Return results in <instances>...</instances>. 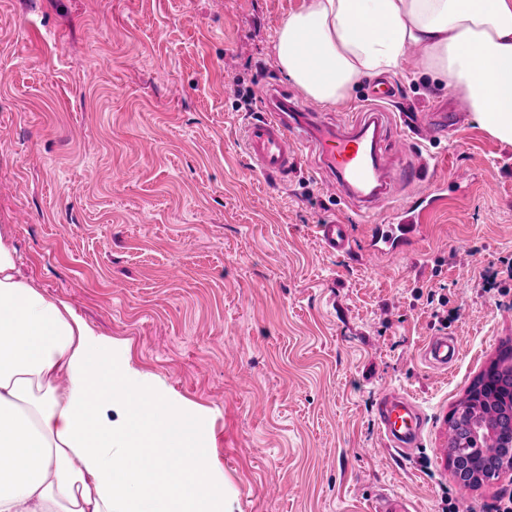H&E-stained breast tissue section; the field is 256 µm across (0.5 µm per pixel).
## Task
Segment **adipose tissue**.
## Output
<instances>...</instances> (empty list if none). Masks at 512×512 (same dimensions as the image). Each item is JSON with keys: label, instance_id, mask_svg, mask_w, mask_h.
Returning a JSON list of instances; mask_svg holds the SVG:
<instances>
[{"label": "adipose tissue", "instance_id": "obj_1", "mask_svg": "<svg viewBox=\"0 0 512 512\" xmlns=\"http://www.w3.org/2000/svg\"><path fill=\"white\" fill-rule=\"evenodd\" d=\"M417 72L465 97L512 145V0H303L278 67L310 99ZM0 512H228L207 429L126 347L17 267L0 233Z\"/></svg>", "mask_w": 512, "mask_h": 512}]
</instances>
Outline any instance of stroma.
<instances>
[{"instance_id":"1","label":"stroma","mask_w":512,"mask_h":512,"mask_svg":"<svg viewBox=\"0 0 512 512\" xmlns=\"http://www.w3.org/2000/svg\"><path fill=\"white\" fill-rule=\"evenodd\" d=\"M302 3L0 0V229L23 274L198 406L232 512H372L391 491L417 512H496L512 475L461 486L437 449L512 348V146L471 111L430 140L406 127L460 98L407 80V51L384 158L445 190L413 249L374 255L312 155L283 182L244 151L270 86L305 100L273 52ZM333 220L352 225L347 252L315 238ZM443 334L462 355L439 373L423 349ZM391 389L425 416L403 457L377 422Z\"/></svg>"}]
</instances>
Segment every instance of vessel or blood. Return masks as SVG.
Returning a JSON list of instances; mask_svg holds the SVG:
<instances>
[{"label":"vessel or blood","mask_w":512,"mask_h":512,"mask_svg":"<svg viewBox=\"0 0 512 512\" xmlns=\"http://www.w3.org/2000/svg\"><path fill=\"white\" fill-rule=\"evenodd\" d=\"M395 89L386 83L373 85L369 99L374 111L365 113L352 127L339 129L325 120L312 105L301 112H289L273 104L264 117L247 125L245 150L254 168L261 172L288 176L297 166L303 150L317 151L323 168L335 179L337 195L362 203L363 223L371 228L369 241L375 253L400 252L419 236L421 226L415 209L409 208L387 217L384 205L398 184L425 181V168L405 164L391 168L380 160V143L366 131L376 127L386 131L383 107L392 102ZM319 243L328 251H344L350 244L346 224H319L315 227ZM461 350L449 336L432 338L425 358L434 368L448 370L459 360ZM378 425L390 451L410 454L419 442L424 414L410 397L392 392L384 394L377 406Z\"/></svg>","instance_id":"obj_1"}]
</instances>
